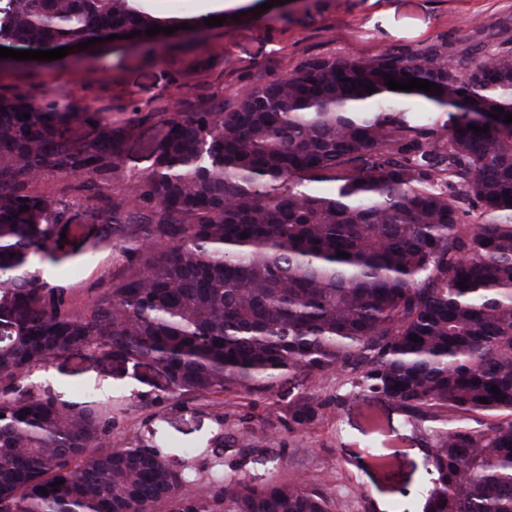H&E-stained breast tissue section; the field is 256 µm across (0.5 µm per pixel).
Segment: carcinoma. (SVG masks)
I'll use <instances>...</instances> for the list:
<instances>
[{"label": "carcinoma", "instance_id": "cac0c4a2", "mask_svg": "<svg viewBox=\"0 0 512 512\" xmlns=\"http://www.w3.org/2000/svg\"><path fill=\"white\" fill-rule=\"evenodd\" d=\"M155 2L0 0V45L116 34L112 45L152 58L166 34L147 28L206 27L205 14L166 17ZM406 73L441 95L388 88L384 75ZM458 94L464 112L446 111ZM508 113L512 38L490 52L442 42L313 55L220 106L165 108L150 164L127 184L136 121L64 94L0 95V512H333L301 481L215 478L200 497L182 494L179 458L196 449L114 443L112 414L96 402L30 382L74 351L142 370L167 396L270 390L348 368L352 389L392 399L409 421L448 418L423 512H512ZM52 172L94 184L107 208L74 214L65 194L30 191ZM58 224L89 225L81 244L111 246L130 267L81 312L43 280L70 256ZM125 224L143 229L130 246L115 237ZM319 409L305 396L292 421L301 428ZM477 416L492 419L487 430L468 426Z\"/></svg>", "mask_w": 512, "mask_h": 512}]
</instances>
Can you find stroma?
Instances as JSON below:
<instances>
[{"label": "stroma", "instance_id": "1", "mask_svg": "<svg viewBox=\"0 0 512 512\" xmlns=\"http://www.w3.org/2000/svg\"><path fill=\"white\" fill-rule=\"evenodd\" d=\"M499 27L512 30V0H289L263 12L250 0L239 19L180 39L150 60L102 46L76 62L0 68V93L39 100L64 92L75 106L109 111L117 122L137 120L146 133L169 103L222 104L313 54L413 52L434 42L489 46ZM127 272L119 250L105 248L52 269L48 281L64 285L80 311ZM32 380L50 384L63 399L89 398L111 409L112 437L120 442L152 430L200 449L222 437L223 457H196L185 491L218 476L254 484L299 480L332 499L337 512H414L432 485L434 437L448 428L444 421L409 424L397 404L356 394L346 371L336 369L270 391L161 397L132 374L117 375L111 362L76 351ZM310 393L321 403L319 413L295 427L294 405ZM375 450L390 455L389 469L372 465Z\"/></svg>", "mask_w": 512, "mask_h": 512}]
</instances>
